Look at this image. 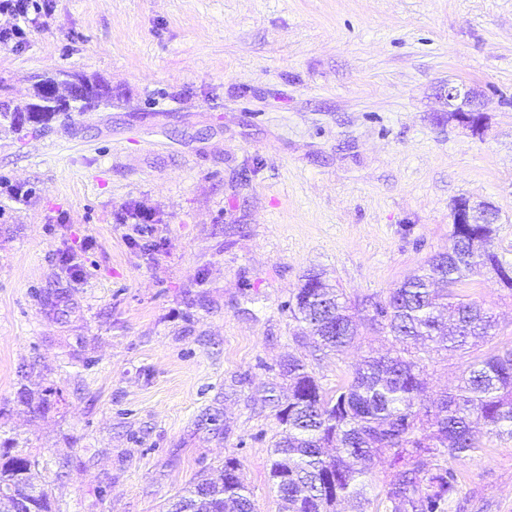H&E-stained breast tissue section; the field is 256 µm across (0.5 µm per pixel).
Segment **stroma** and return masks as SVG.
<instances>
[{"instance_id":"35a3bbf8","label":"stroma","mask_w":512,"mask_h":512,"mask_svg":"<svg viewBox=\"0 0 512 512\" xmlns=\"http://www.w3.org/2000/svg\"><path fill=\"white\" fill-rule=\"evenodd\" d=\"M24 29L1 105L61 71L112 103L0 126V456L32 461L52 512H164L228 457L279 512L283 361L332 391L389 346L316 347L287 309L304 275L368 310L448 249L461 199L497 210L512 266V0H50ZM451 81L482 133L449 120ZM460 291L512 342L494 272ZM466 360L433 355L428 397ZM453 466L451 512H512V436Z\"/></svg>"}]
</instances>
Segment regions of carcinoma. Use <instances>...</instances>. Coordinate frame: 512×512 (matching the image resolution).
I'll return each mask as SVG.
<instances>
[{"mask_svg": "<svg viewBox=\"0 0 512 512\" xmlns=\"http://www.w3.org/2000/svg\"><path fill=\"white\" fill-rule=\"evenodd\" d=\"M83 94L71 96L67 74L43 75L30 101L0 111L5 120L35 111L48 119L112 104V87L81 78ZM452 247L430 258L420 273L371 303V326L390 337L384 354H369L334 393L325 391L301 360L288 357V403L278 408L283 426L271 451L270 477L283 512H338L343 501L365 512L374 459H391L384 512H447L459 493L449 463L481 447L476 428L488 436H512V344L488 354L480 346L496 336L497 317L457 288L479 267L501 274L491 248L492 225H453ZM290 316L320 346L340 352L359 336V324L338 290L310 273L288 301ZM476 352L456 388L427 398L426 365L419 351ZM32 462L0 461V512H51L50 496L29 480ZM166 512H254L240 463L224 461L220 481L199 478L172 499Z\"/></svg>", "mask_w": 512, "mask_h": 512, "instance_id": "cac0c4a2", "label": "carcinoma"}]
</instances>
